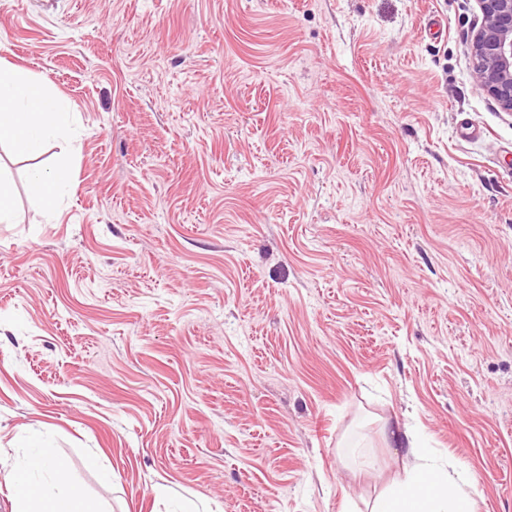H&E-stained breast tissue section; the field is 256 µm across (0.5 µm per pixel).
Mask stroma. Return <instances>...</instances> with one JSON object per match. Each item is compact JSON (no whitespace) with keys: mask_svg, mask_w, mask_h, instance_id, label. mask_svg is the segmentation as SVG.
Listing matches in <instances>:
<instances>
[{"mask_svg":"<svg viewBox=\"0 0 512 512\" xmlns=\"http://www.w3.org/2000/svg\"><path fill=\"white\" fill-rule=\"evenodd\" d=\"M480 22L0 0V62L77 118L39 159L73 178L55 212L0 147V512L35 438L102 512H370L403 424L512 512V112L474 80Z\"/></svg>","mask_w":512,"mask_h":512,"instance_id":"stroma-1","label":"stroma"}]
</instances>
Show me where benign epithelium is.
<instances>
[{
    "instance_id": "benign-epithelium-1",
    "label": "benign epithelium",
    "mask_w": 512,
    "mask_h": 512,
    "mask_svg": "<svg viewBox=\"0 0 512 512\" xmlns=\"http://www.w3.org/2000/svg\"><path fill=\"white\" fill-rule=\"evenodd\" d=\"M482 20L471 40L473 76L505 112H512V0H476Z\"/></svg>"
}]
</instances>
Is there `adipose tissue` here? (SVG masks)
Here are the masks:
<instances>
[{"mask_svg": "<svg viewBox=\"0 0 512 512\" xmlns=\"http://www.w3.org/2000/svg\"><path fill=\"white\" fill-rule=\"evenodd\" d=\"M74 113L62 98L23 68L0 64V144L20 157L42 155L51 141L71 131ZM73 187L65 166L33 169L28 190L47 210H54ZM388 440L415 460L376 498L371 512H472L474 481L463 469L431 458L409 427L390 430ZM12 512H99L95 503L68 477L55 449L32 443L17 464L8 486Z\"/></svg>", "mask_w": 512, "mask_h": 512, "instance_id": "adipose-tissue-1", "label": "adipose tissue"}]
</instances>
